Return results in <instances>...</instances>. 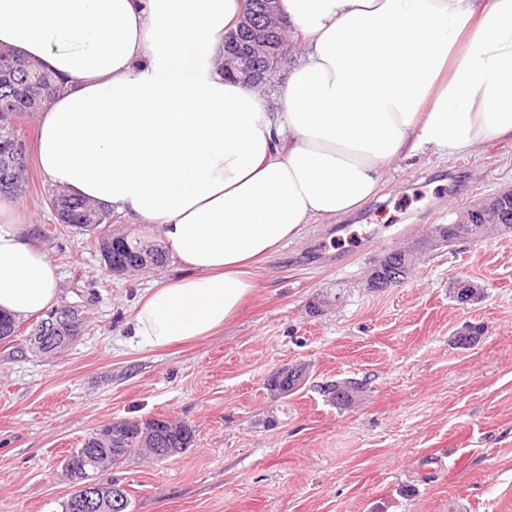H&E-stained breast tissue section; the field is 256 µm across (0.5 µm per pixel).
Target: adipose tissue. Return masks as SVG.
Returning <instances> with one entry per match:
<instances>
[{"mask_svg":"<svg viewBox=\"0 0 512 512\" xmlns=\"http://www.w3.org/2000/svg\"><path fill=\"white\" fill-rule=\"evenodd\" d=\"M282 7L303 58L271 112L221 68L241 0H0V46L60 81L38 114L49 184L146 226L182 268L138 299L142 347L222 328L259 263L359 210L394 160L512 138V0ZM18 211L0 199V313L22 320L55 306L60 268Z\"/></svg>","mask_w":512,"mask_h":512,"instance_id":"ef3b65f1","label":"adipose tissue"}]
</instances>
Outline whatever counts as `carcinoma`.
I'll list each match as a JSON object with an SVG mask.
<instances>
[{
    "label": "carcinoma",
    "instance_id": "1",
    "mask_svg": "<svg viewBox=\"0 0 512 512\" xmlns=\"http://www.w3.org/2000/svg\"><path fill=\"white\" fill-rule=\"evenodd\" d=\"M56 91L55 77L18 52L0 48V197L17 199L24 193L22 175L28 157L16 120L44 108ZM49 203L63 229L79 233L90 232L108 223L110 213L90 202L63 192L51 195ZM137 238L97 237L99 251L110 256L112 263L126 272L142 267L136 251ZM195 432L187 424L164 420H122L115 434H89L81 447L74 449L69 458L90 462L77 466L79 478L83 471L100 470L106 463L129 457L139 448H146L162 461L184 453L193 447Z\"/></svg>",
    "mask_w": 512,
    "mask_h": 512
}]
</instances>
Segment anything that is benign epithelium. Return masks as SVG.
Listing matches in <instances>:
<instances>
[{"label":"benign epithelium","mask_w":512,"mask_h":512,"mask_svg":"<svg viewBox=\"0 0 512 512\" xmlns=\"http://www.w3.org/2000/svg\"><path fill=\"white\" fill-rule=\"evenodd\" d=\"M243 25L252 28V35L244 39L237 32L224 36V72L241 79L245 84H263L281 69L282 58L288 55V45L277 43L275 36L288 27V19L281 8V0H267L266 9L260 19L253 17L252 9L243 13ZM512 205V188L483 198L460 212L453 222V229L437 224L426 236L413 246L402 251L397 263L387 257L377 261L378 266L389 271L388 287L403 282L408 266L417 254L448 246V232H453L454 241L479 239L485 226L493 225L504 234L512 233V224L503 220L502 211ZM73 500L79 512H97L103 501L112 500L113 512L125 506V492L115 485H104L90 475L81 482L73 483Z\"/></svg>","instance_id":"benign-epithelium-1"}]
</instances>
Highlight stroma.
<instances>
[{"label":"stroma","mask_w":512,"mask_h":512,"mask_svg":"<svg viewBox=\"0 0 512 512\" xmlns=\"http://www.w3.org/2000/svg\"><path fill=\"white\" fill-rule=\"evenodd\" d=\"M26 177L32 236L60 267V296L89 320L51 357L25 341L37 313L0 342V512H62L63 461L84 437L155 416L186 422L195 443L98 473L120 480L130 512H512V234L422 254L397 286H363L373 260L511 187L512 140L393 162L355 214L305 229L262 264L223 331L165 350L139 347L125 323L178 262L108 272L90 236L57 224L36 164ZM460 276L483 298L458 304ZM467 323L486 331L461 350L453 333ZM300 363L299 390L267 388ZM342 380L365 390L348 409L323 392Z\"/></svg>","instance_id":"35a3bbf8"}]
</instances>
